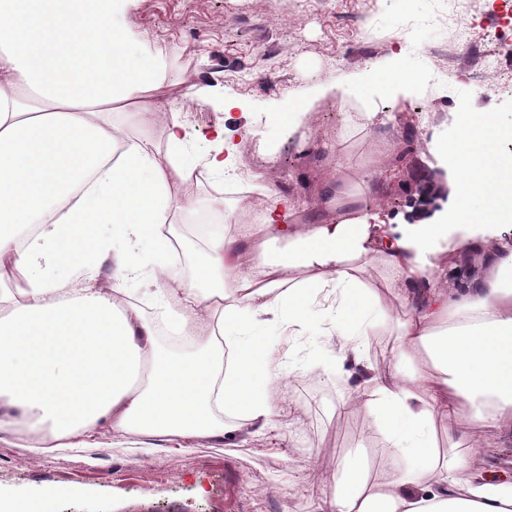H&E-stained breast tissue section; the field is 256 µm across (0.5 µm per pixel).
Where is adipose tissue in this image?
<instances>
[{"instance_id":"ef3b65f1","label":"adipose tissue","mask_w":512,"mask_h":512,"mask_svg":"<svg viewBox=\"0 0 512 512\" xmlns=\"http://www.w3.org/2000/svg\"><path fill=\"white\" fill-rule=\"evenodd\" d=\"M131 0H0V269L16 275L0 292V429L23 425L39 448L102 429L121 437L224 439L279 416L269 393L283 379L265 327L304 333L317 298L332 299L339 358L360 355L385 294L364 282L382 268L390 286L428 282L403 295L393 361L371 369L357 400L387 447L410 466L344 463L329 512H512V482L483 475L474 450L491 432L512 430V251L483 236L512 224V154L496 148L493 114H462L456 142L467 148L452 212H432L408 232L375 234L366 216L288 223V200L266 191L257 224L208 242L195 280L135 251L172 242L180 185L195 170L235 179L239 146L223 127L203 133L180 113L138 106L167 75L158 55L133 58L125 22ZM417 73L373 66L319 95L398 97ZM34 95L37 106L23 101ZM161 128L165 146L123 137L109 120ZM209 143L201 155L196 142ZM110 230L117 250L107 251ZM480 250L486 269L465 287L435 279L437 243ZM279 253H270L273 243ZM112 262L116 288H78L58 276L80 269L95 280ZM157 285V321L146 320L124 284ZM191 351L164 355L161 328ZM467 423L470 453H438L436 423Z\"/></svg>"}]
</instances>
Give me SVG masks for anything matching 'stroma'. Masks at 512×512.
<instances>
[{
  "label": "stroma",
  "instance_id": "1",
  "mask_svg": "<svg viewBox=\"0 0 512 512\" xmlns=\"http://www.w3.org/2000/svg\"><path fill=\"white\" fill-rule=\"evenodd\" d=\"M126 23L169 63L164 85L145 101H167L200 131H230L241 145L240 171L294 199L303 224L337 218L332 183L351 200L374 175L381 193L365 211L404 228L418 208L416 188L432 176H460L440 146L461 113L491 112L512 125V88L497 84L498 74H512V0H135ZM490 55L492 72L484 68ZM391 63L421 74L410 94L373 104L316 96L366 65ZM215 83L239 109L189 98ZM292 94L313 97L311 112L293 131L270 136V114ZM225 189L204 174L184 186V200L217 197L226 205L223 217L201 210L174 225L185 243L176 265L185 280H193L212 229L235 233L239 212ZM483 268L481 252L461 257L445 240L433 275L462 287ZM389 303L390 316H374L358 362L337 361L325 312L300 336L268 329L285 375L272 399L283 414L295 410L298 425L283 418L248 427L228 444L99 432L82 448H28L16 426L0 434V495L34 498L51 489L54 512H326L337 461L383 452L356 394L368 368L391 357L400 303Z\"/></svg>",
  "mask_w": 512,
  "mask_h": 512
}]
</instances>
